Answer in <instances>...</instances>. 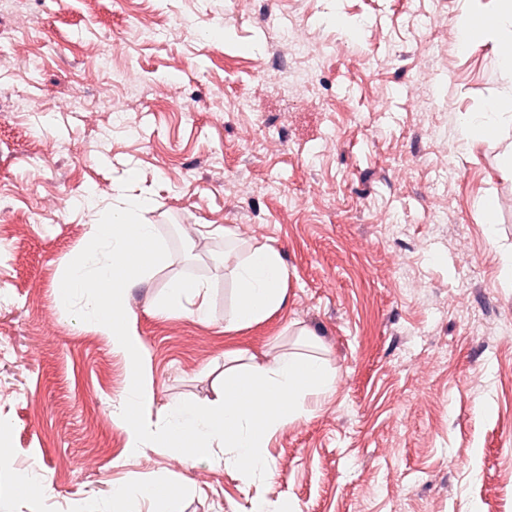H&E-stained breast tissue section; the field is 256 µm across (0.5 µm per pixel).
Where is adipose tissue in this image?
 <instances>
[{
    "mask_svg": "<svg viewBox=\"0 0 512 512\" xmlns=\"http://www.w3.org/2000/svg\"><path fill=\"white\" fill-rule=\"evenodd\" d=\"M485 17L461 9L463 43L478 36L497 37L496 54L503 69L512 71V0H495ZM228 273L233 282V303L224 322L231 332L263 322L285 304L287 270L279 252L267 245L237 258ZM209 288L201 281L171 280L155 303L160 316L184 314L206 320ZM335 374L322 358L311 355L269 356L246 349L224 354V376L216 401L207 407L174 403L168 410L161 438L191 439L201 448L221 444L225 466L244 479L269 471L265 453L270 436L307 412L306 399L330 392Z\"/></svg>",
    "mask_w": 512,
    "mask_h": 512,
    "instance_id": "adipose-tissue-1",
    "label": "adipose tissue"
}]
</instances>
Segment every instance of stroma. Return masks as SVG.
Wrapping results in <instances>:
<instances>
[{"instance_id": "1", "label": "stroma", "mask_w": 512, "mask_h": 512, "mask_svg": "<svg viewBox=\"0 0 512 512\" xmlns=\"http://www.w3.org/2000/svg\"><path fill=\"white\" fill-rule=\"evenodd\" d=\"M459 15V0H0V442L18 487L0 512H112L130 483L178 492L180 512H512V74L495 38L462 44ZM115 39L128 52L82 82ZM492 106L493 139L463 144L462 119ZM129 198L170 246L129 295L150 426L209 405L230 349L296 352L304 328L334 369V392L269 439V473L244 481L218 447L128 457L124 358L56 288ZM263 244L287 303L225 332L224 256ZM174 278L209 286L207 321L153 315Z\"/></svg>"}]
</instances>
